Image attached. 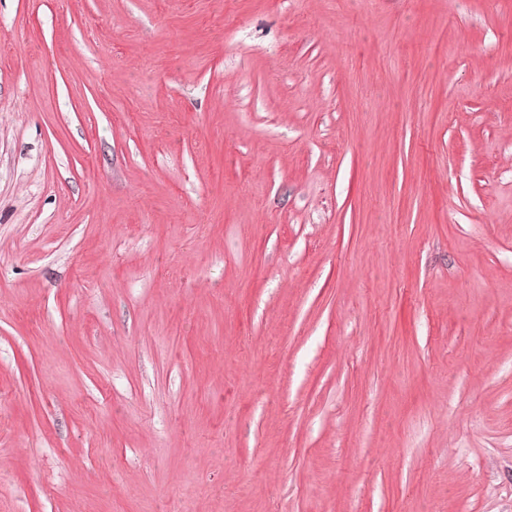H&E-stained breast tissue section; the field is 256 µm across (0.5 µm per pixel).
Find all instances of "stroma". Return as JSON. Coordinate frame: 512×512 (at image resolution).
Listing matches in <instances>:
<instances>
[{
    "label": "stroma",
    "mask_w": 512,
    "mask_h": 512,
    "mask_svg": "<svg viewBox=\"0 0 512 512\" xmlns=\"http://www.w3.org/2000/svg\"><path fill=\"white\" fill-rule=\"evenodd\" d=\"M0 512H512V0H0Z\"/></svg>",
    "instance_id": "35a3bbf8"
}]
</instances>
